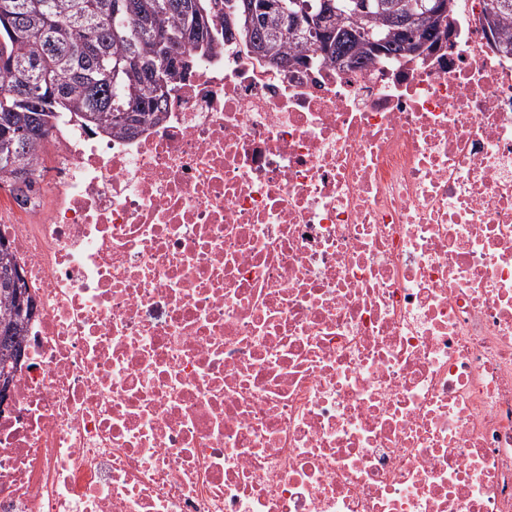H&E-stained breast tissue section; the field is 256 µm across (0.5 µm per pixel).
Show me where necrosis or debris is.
<instances>
[{
	"label": "necrosis or debris",
	"instance_id": "4bbe7bcc",
	"mask_svg": "<svg viewBox=\"0 0 512 512\" xmlns=\"http://www.w3.org/2000/svg\"><path fill=\"white\" fill-rule=\"evenodd\" d=\"M30 180L0 512H512V55L479 0L411 61L226 40L139 134L62 115Z\"/></svg>",
	"mask_w": 512,
	"mask_h": 512
}]
</instances>
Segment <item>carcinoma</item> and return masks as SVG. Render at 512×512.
Returning <instances> with one entry per match:
<instances>
[{
	"instance_id": "cac0c4a2",
	"label": "carcinoma",
	"mask_w": 512,
	"mask_h": 512,
	"mask_svg": "<svg viewBox=\"0 0 512 512\" xmlns=\"http://www.w3.org/2000/svg\"><path fill=\"white\" fill-rule=\"evenodd\" d=\"M113 0H0V181L28 173L61 112H73L105 133L133 136L166 112L177 88H161L163 57L189 54L197 62L212 52L219 33L237 35L259 56L304 64L319 56L336 63V51L356 65L381 55L409 58L407 43L433 51L448 36L461 0L451 2L448 21H419L402 28L395 14L401 0H372L371 11L351 26L333 18L329 46L280 32L281 18L267 15L253 30L245 27L253 0H128L131 15L112 16ZM483 17L494 48L512 52V0H482ZM197 28L189 42L163 44L162 25L178 34ZM34 70L22 93L11 72ZM21 277L0 240V371L14 368L12 350L29 318L18 313L14 279Z\"/></svg>"
}]
</instances>
